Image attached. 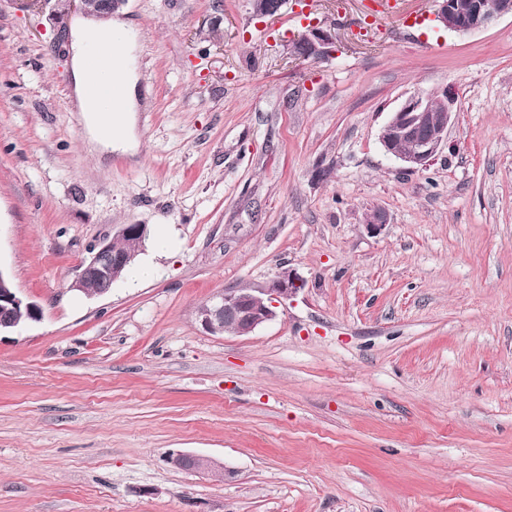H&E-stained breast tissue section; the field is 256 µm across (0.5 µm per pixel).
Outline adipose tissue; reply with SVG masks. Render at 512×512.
<instances>
[{"label":"adipose tissue","instance_id":"adipose-tissue-1","mask_svg":"<svg viewBox=\"0 0 512 512\" xmlns=\"http://www.w3.org/2000/svg\"><path fill=\"white\" fill-rule=\"evenodd\" d=\"M123 20L96 28H80L72 41V90L75 107L80 113L88 132V141L93 149L132 152L134 149L135 114L141 103L137 94L138 73L134 63V44H126L124 60L119 67L99 74L91 71L87 62L97 49L101 39L113 37L126 31ZM120 81L123 95L120 102H113L108 89L113 81ZM99 84L102 92L92 97L87 93L90 84Z\"/></svg>","mask_w":512,"mask_h":512}]
</instances>
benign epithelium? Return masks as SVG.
Instances as JSON below:
<instances>
[{"mask_svg": "<svg viewBox=\"0 0 512 512\" xmlns=\"http://www.w3.org/2000/svg\"><path fill=\"white\" fill-rule=\"evenodd\" d=\"M123 0H58L62 13L81 12L109 16ZM436 21L445 29L459 35L481 31L499 18L512 16V0H435ZM288 0H250L252 14L265 18L278 14ZM335 35L319 24L310 25L297 36L287 50L293 56L321 58L331 52ZM454 98L448 89L441 93L417 92L407 97L383 126L380 143L384 151L399 159L408 169H420L428 164L448 142V125L452 118ZM132 255L118 253L113 242L103 241L94 248L91 258L83 262L72 284L85 289L95 277H108L112 270L127 263ZM301 288L293 276L283 274L268 288L259 292L239 290L224 292L198 310L203 329L212 335L224 333L248 335L275 317L273 300L286 298ZM25 309L30 320L40 319L41 307L20 296L10 278L0 270V310ZM168 462L177 469L200 473H220L226 477L230 471L216 460L184 452L169 455Z\"/></svg>", "mask_w": 512, "mask_h": 512, "instance_id": "1", "label": "benign epithelium"}]
</instances>
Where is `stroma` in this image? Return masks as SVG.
<instances>
[{"label":"stroma","instance_id":"stroma-1","mask_svg":"<svg viewBox=\"0 0 512 512\" xmlns=\"http://www.w3.org/2000/svg\"><path fill=\"white\" fill-rule=\"evenodd\" d=\"M373 6L124 0L131 161L84 146L74 17L0 0V268L42 309L0 335V512H512V17ZM311 20L332 52L286 54ZM447 86L448 144L406 171L381 129ZM125 224L167 225L157 277L73 290ZM284 271L273 320L202 328ZM301 285L289 273L275 279L259 293L224 292L198 311L203 329L212 335H248L275 317L273 300L295 294ZM168 462L177 469L193 470L200 473L219 472L222 478L231 473L223 464L218 463L213 458L184 452L170 454Z\"/></svg>","mask_w":512,"mask_h":512}]
</instances>
